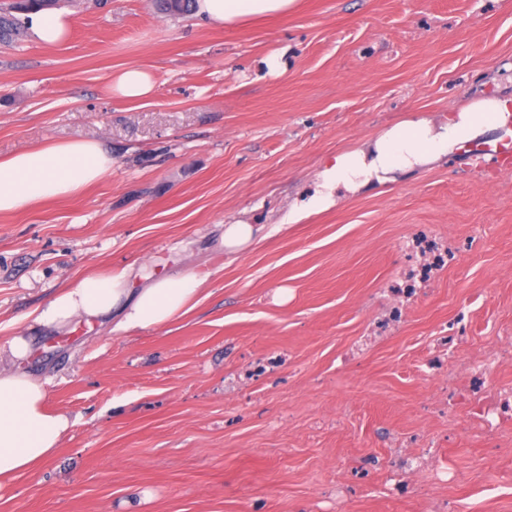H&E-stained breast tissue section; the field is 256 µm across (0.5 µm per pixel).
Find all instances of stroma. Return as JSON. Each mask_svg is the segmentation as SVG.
Masks as SVG:
<instances>
[{"label":"stroma","instance_id":"1","mask_svg":"<svg viewBox=\"0 0 512 512\" xmlns=\"http://www.w3.org/2000/svg\"><path fill=\"white\" fill-rule=\"evenodd\" d=\"M65 41L0 46V157L102 141L77 195L0 213V344L68 416L0 512H512V442L435 405L448 333L512 345V123L296 224L324 163L481 91L512 97V0H298L235 24L153 0H61ZM137 66L152 93L111 78ZM259 228L236 252L223 225ZM193 270L165 327L57 334V293L123 267ZM111 87L119 96L135 100L147 96L153 83L149 73L139 67H127L112 81Z\"/></svg>","mask_w":512,"mask_h":512}]
</instances>
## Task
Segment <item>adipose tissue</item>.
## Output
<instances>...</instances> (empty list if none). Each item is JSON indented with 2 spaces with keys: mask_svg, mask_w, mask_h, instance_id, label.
<instances>
[{
  "mask_svg": "<svg viewBox=\"0 0 512 512\" xmlns=\"http://www.w3.org/2000/svg\"><path fill=\"white\" fill-rule=\"evenodd\" d=\"M297 0H195V17L233 24L248 18L284 14ZM71 26L68 13H32L34 41L54 45ZM512 122V100L496 95L461 105L443 126L428 119L395 123L361 147L336 155L320 172V184L306 204L318 212L337 204L336 191L357 192L392 181L396 173L431 163L460 148L479 133ZM112 168V155L98 140H75L33 147L0 159V213L35 202L73 196L100 181ZM204 276L192 271L172 275L114 270L89 275L62 289L37 317L40 326L67 331L74 319L98 322L118 315L117 330H152L184 316L202 291ZM32 341L14 337L0 349V486L37 469L58 449L70 421L46 407L45 382L28 373Z\"/></svg>",
  "mask_w": 512,
  "mask_h": 512,
  "instance_id": "adipose-tissue-1",
  "label": "adipose tissue"
}]
</instances>
